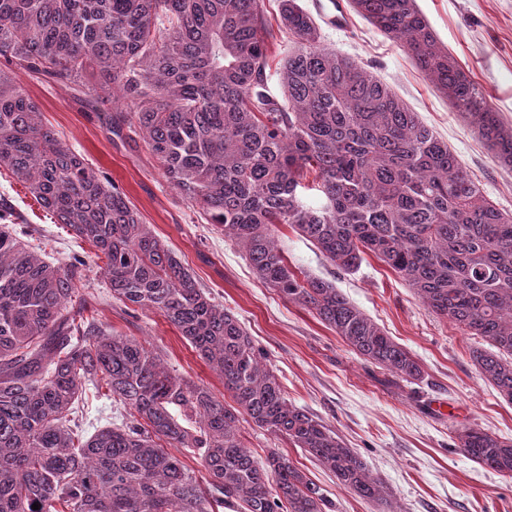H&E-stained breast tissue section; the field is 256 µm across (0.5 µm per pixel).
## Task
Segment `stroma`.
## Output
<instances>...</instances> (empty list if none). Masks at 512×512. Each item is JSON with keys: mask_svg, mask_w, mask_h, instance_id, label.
I'll return each mask as SVG.
<instances>
[{"mask_svg": "<svg viewBox=\"0 0 512 512\" xmlns=\"http://www.w3.org/2000/svg\"><path fill=\"white\" fill-rule=\"evenodd\" d=\"M321 28L323 45L389 84L420 121L447 142L484 195L512 211V170L501 167L471 124L436 90L396 42L349 11L336 28L323 0H299ZM442 45L512 125V0H417ZM16 80L38 104L45 123L118 186L145 223L173 251L206 292L244 324L275 370L289 401L322 420L362 458L385 486L383 501H365L301 449L246 427L259 455L279 449L317 484L336 512H512V477L462 454L454 432L472 425L512 440V404L476 372L471 337L430 312L392 270L369 256L343 271L309 241L281 225L275 235L289 264L331 281L421 364L425 380L409 384L357 356L311 312L285 301L254 274L241 250L207 224L201 207L184 200L139 139L109 133L102 113L67 88L25 73ZM0 200L13 211L25 241L44 244L50 262L82 259L85 276L75 299L87 300L107 330L145 341L174 374L224 385L189 343L157 312L129 315L113 300L89 243L56 224L29 190L0 175ZM98 394L80 400L75 421L91 436L122 413Z\"/></svg>", "mask_w": 512, "mask_h": 512, "instance_id": "1", "label": "stroma"}]
</instances>
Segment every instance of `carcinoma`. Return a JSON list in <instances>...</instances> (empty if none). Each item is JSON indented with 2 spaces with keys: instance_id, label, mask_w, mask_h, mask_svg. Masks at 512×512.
<instances>
[{
  "instance_id": "1",
  "label": "carcinoma",
  "mask_w": 512,
  "mask_h": 512,
  "mask_svg": "<svg viewBox=\"0 0 512 512\" xmlns=\"http://www.w3.org/2000/svg\"><path fill=\"white\" fill-rule=\"evenodd\" d=\"M264 0H0V168L104 263L112 298L157 311L222 379L224 396L169 372L143 342L73 303L85 263L27 248L0 203V512H332L287 456L248 448L242 423L301 448L365 500L386 491L359 455L288 400L241 321L203 291L125 194L45 125L14 72L112 103L107 125L141 137L167 181L203 208L256 276L394 377L413 355L324 279L288 264L287 224L342 270L367 255L433 313L488 342L480 376L512 402V214L487 200L448 144L386 84L325 49L296 0H280L285 102L267 91L273 27ZM512 167V127L441 45L416 0H353ZM129 101L135 111L121 106ZM317 190V208L301 191ZM126 412L73 429L87 384ZM231 401H226L225 397ZM457 446L512 476V442L462 426ZM197 454L201 485L168 448ZM39 509L33 510L32 505Z\"/></svg>"
}]
</instances>
